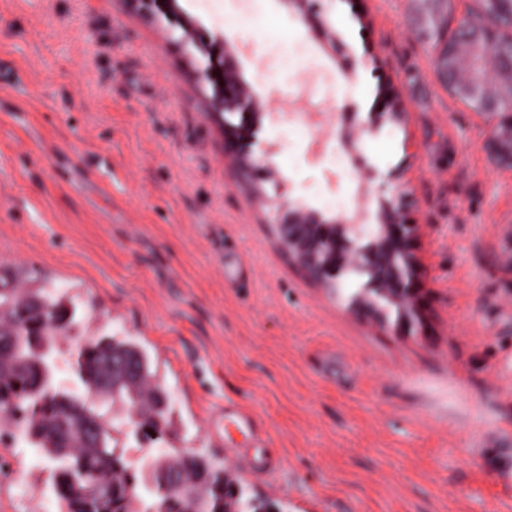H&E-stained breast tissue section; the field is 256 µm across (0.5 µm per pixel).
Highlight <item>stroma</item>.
I'll list each match as a JSON object with an SVG mask.
<instances>
[{
	"label": "stroma",
	"mask_w": 512,
	"mask_h": 512,
	"mask_svg": "<svg viewBox=\"0 0 512 512\" xmlns=\"http://www.w3.org/2000/svg\"><path fill=\"white\" fill-rule=\"evenodd\" d=\"M472 0H322L336 41L283 0H0V272L96 308L83 338L129 337L167 388L177 444L223 460L282 512H512V176L434 62L433 17ZM197 46L180 42V20ZM269 108L267 196L325 218L378 207L389 176L425 227L421 319L362 321L276 249L191 81L215 33ZM393 85L410 114L345 145ZM366 185L367 197L358 194ZM248 418L251 437L217 431ZM0 512H59L34 448L0 433Z\"/></svg>",
	"instance_id": "stroma-1"
}]
</instances>
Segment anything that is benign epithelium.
<instances>
[{"mask_svg":"<svg viewBox=\"0 0 512 512\" xmlns=\"http://www.w3.org/2000/svg\"><path fill=\"white\" fill-rule=\"evenodd\" d=\"M131 9L151 7L157 13L176 14L178 0H125ZM289 8L301 13L306 20L317 13L320 0H282ZM476 44L455 41L439 48L436 66L444 69L448 61L457 67L471 63L469 51ZM207 63L194 72L195 82L203 93L207 115L224 126V157L228 158L239 179L249 181L252 171L264 165L268 175L274 169L268 160L252 154L253 131L264 111L263 102L240 77L234 54L219 33L206 49ZM466 90L477 102V116L485 126L486 142L495 168L512 175V110H497L498 94L479 80H470ZM212 95H206V87ZM240 114V124L226 119L228 114ZM387 120L405 125L409 113L392 98L384 110L374 112L368 125L376 127ZM403 194L390 193L380 200L376 223H367V214L357 208L326 220L319 211L307 207L280 204L277 206V246L288 263L321 288H333L349 270L367 277L368 282L353 298L350 310L358 317L388 324L385 314L390 308L398 311L397 321H408L422 315V263L416 244L423 225L407 224L401 215Z\"/></svg>","mask_w":512,"mask_h":512,"instance_id":"7a95c632","label":"benign epithelium"}]
</instances>
